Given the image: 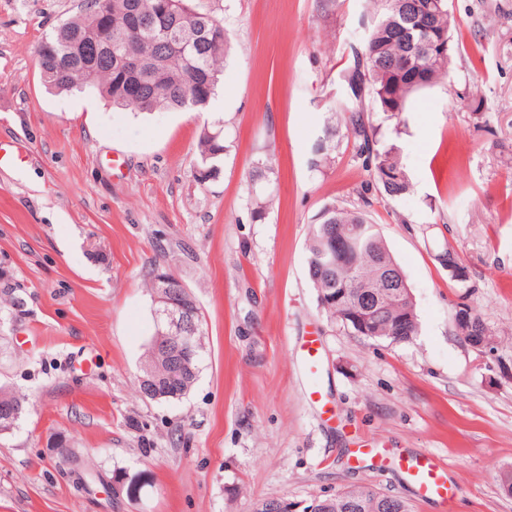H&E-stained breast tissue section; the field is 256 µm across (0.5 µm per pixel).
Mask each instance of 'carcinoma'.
<instances>
[{"mask_svg": "<svg viewBox=\"0 0 512 512\" xmlns=\"http://www.w3.org/2000/svg\"><path fill=\"white\" fill-rule=\"evenodd\" d=\"M373 20L362 57L343 75L351 83L352 70L366 61L370 79L363 99L350 95L338 101L326 119L323 134L312 146L310 166L321 172L334 159L341 140L336 123L359 141L356 154L383 196L401 197L410 191L406 170L395 147L377 148V127L369 113L388 117L404 112L408 99L448 80L451 64L448 40L452 39L453 18L448 0H368ZM138 12V23L126 25L128 13ZM228 37L210 14L190 6V0H84L78 15L59 25L37 46L35 58L43 84L51 91L70 92L93 86L115 106L135 113L156 110L192 111L205 107L221 81ZM140 62V69L128 72L127 64ZM224 128L219 124L202 132L198 142L197 179L205 181L219 170L224 157ZM276 175L272 162L258 157L252 162V186L269 183ZM271 199L254 192L250 197L254 220L264 218ZM308 275L317 290L318 301L331 321L358 336L404 343L418 334L419 323L405 276L391 256L377 225L359 208L331 205L311 225L308 238ZM451 278L468 280V271L457 253L448 249L438 256ZM393 278L401 287L390 289L373 304L367 322L359 325L350 318L365 293ZM181 291L197 323L196 336L204 338L203 315L192 292ZM453 321L464 338L496 336L478 313L465 303L456 306ZM174 348L180 340L162 323H156L144 353L138 392L165 400H179L194 386L201 355L193 358V373L184 374L181 353L166 357L156 352L158 335ZM26 410V398L0 392V424L15 427ZM364 495L370 512H380L388 494L368 486H354L334 495L313 499L305 512H346L345 502Z\"/></svg>", "mask_w": 512, "mask_h": 512, "instance_id": "obj_1", "label": "carcinoma"}]
</instances>
